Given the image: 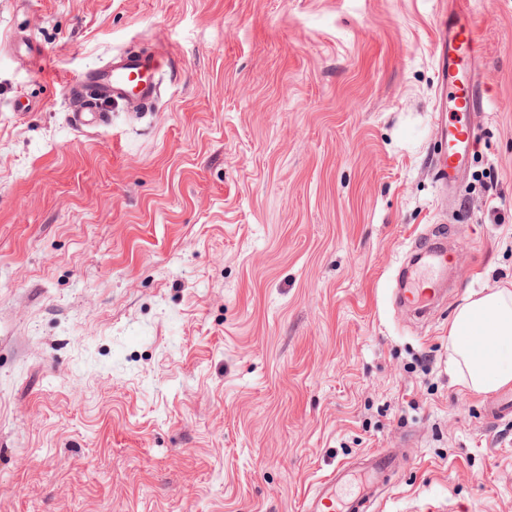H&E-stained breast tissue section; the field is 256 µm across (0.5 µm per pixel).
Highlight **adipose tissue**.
I'll list each match as a JSON object with an SVG mask.
<instances>
[{
    "label": "adipose tissue",
    "mask_w": 512,
    "mask_h": 512,
    "mask_svg": "<svg viewBox=\"0 0 512 512\" xmlns=\"http://www.w3.org/2000/svg\"><path fill=\"white\" fill-rule=\"evenodd\" d=\"M448 365L475 394L512 385L511 289H488L457 309L448 326Z\"/></svg>",
    "instance_id": "adipose-tissue-1"
}]
</instances>
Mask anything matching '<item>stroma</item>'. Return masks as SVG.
<instances>
[{"label": "stroma", "instance_id": "stroma-1", "mask_svg": "<svg viewBox=\"0 0 512 512\" xmlns=\"http://www.w3.org/2000/svg\"><path fill=\"white\" fill-rule=\"evenodd\" d=\"M481 140L432 161L457 0H0V512H302L372 448L374 512H512V416L448 371L470 292L512 289V0H471ZM164 48L152 110L64 91ZM442 226V305L398 308Z\"/></svg>", "mask_w": 512, "mask_h": 512}]
</instances>
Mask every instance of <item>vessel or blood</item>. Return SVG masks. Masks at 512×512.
<instances>
[{"label": "vessel or blood", "instance_id": "vessel-or-blood-1", "mask_svg": "<svg viewBox=\"0 0 512 512\" xmlns=\"http://www.w3.org/2000/svg\"><path fill=\"white\" fill-rule=\"evenodd\" d=\"M439 106L436 110L437 136L446 145L437 158L440 183L451 182L465 167L480 128L475 115L484 105L486 86L481 71L482 43L478 22L472 15L449 16L437 24ZM163 69L157 55L122 53L85 75L67 83L65 90L80 98L84 107L73 117L79 127H99L109 121L98 103L134 102L148 106L155 102ZM416 262L403 275L404 292L418 310H426L435 300L436 281L448 276L451 256L443 238L425 236L419 243ZM367 482L356 495H344L340 487L350 473L348 466L335 467L315 482L303 501V512H369L376 502L374 491L381 479L400 465L398 456L384 449L361 456Z\"/></svg>", "mask_w": 512, "mask_h": 512}]
</instances>
